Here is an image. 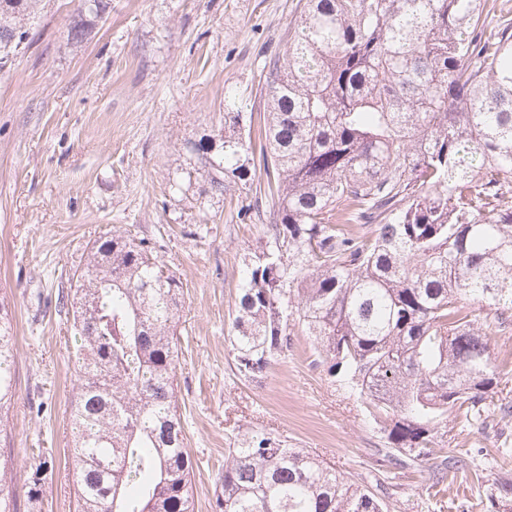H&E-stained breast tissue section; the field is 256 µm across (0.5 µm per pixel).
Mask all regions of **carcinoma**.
Listing matches in <instances>:
<instances>
[{"mask_svg":"<svg viewBox=\"0 0 512 512\" xmlns=\"http://www.w3.org/2000/svg\"><path fill=\"white\" fill-rule=\"evenodd\" d=\"M42 0H0V71ZM75 22L84 43L108 14ZM263 124L224 113L221 146H188L211 188L263 189L266 241L240 270L230 345L245 381L309 336L327 372L383 421L393 465L435 485L467 464L434 446L486 419L508 384L490 336L512 311V17L497 0H305L265 66ZM263 183H255L257 171ZM78 384L68 467L77 512H195L176 402L181 282L113 232L75 271ZM0 297V432L17 401ZM0 449V512H18ZM512 505V482L490 492ZM383 498L263 431L227 449L212 512H384Z\"/></svg>","mask_w":512,"mask_h":512,"instance_id":"1","label":"carcinoma"}]
</instances>
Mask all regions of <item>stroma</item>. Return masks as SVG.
<instances>
[{
	"mask_svg": "<svg viewBox=\"0 0 512 512\" xmlns=\"http://www.w3.org/2000/svg\"><path fill=\"white\" fill-rule=\"evenodd\" d=\"M304 0H112L81 47L67 39L79 0H45L29 44L0 73V289L11 302L18 401L13 492L33 512H75L66 465L68 404L79 344L57 307L95 241L113 231L150 240L183 284L177 399L194 468L196 512H212L224 450L263 428L337 471L383 483L388 512H490L489 481L511 480L512 415L439 432L469 465L430 488L416 462L393 469L385 437L334 382L308 337L258 382L239 379L229 334L245 255L263 240L267 203L238 186L219 192L188 143L265 107L263 66L281 54Z\"/></svg>",
	"mask_w": 512,
	"mask_h": 512,
	"instance_id": "obj_1",
	"label": "stroma"
}]
</instances>
